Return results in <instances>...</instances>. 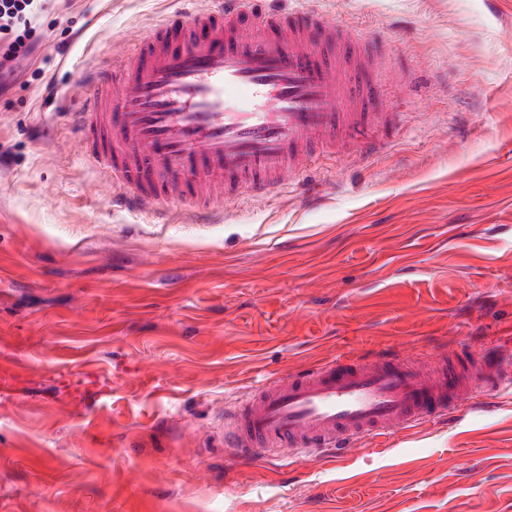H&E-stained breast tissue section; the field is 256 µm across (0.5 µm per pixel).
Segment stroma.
I'll return each instance as SVG.
<instances>
[{
  "label": "stroma",
  "mask_w": 512,
  "mask_h": 512,
  "mask_svg": "<svg viewBox=\"0 0 512 512\" xmlns=\"http://www.w3.org/2000/svg\"><path fill=\"white\" fill-rule=\"evenodd\" d=\"M392 43L416 85L364 156L309 192L223 205L213 224L113 210L69 138L81 72L180 0H51L0 94V512H512V389L345 463L228 454L217 420L254 382L389 351L420 364L512 349V0H270ZM109 372L78 409L57 376ZM20 370L15 367L0 366V399H15L22 395Z\"/></svg>",
  "instance_id": "obj_1"
}]
</instances>
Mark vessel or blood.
<instances>
[{
  "instance_id": "b4317fda",
  "label": "vessel or blood",
  "mask_w": 512,
  "mask_h": 512,
  "mask_svg": "<svg viewBox=\"0 0 512 512\" xmlns=\"http://www.w3.org/2000/svg\"><path fill=\"white\" fill-rule=\"evenodd\" d=\"M390 52L312 11L181 0L123 57L85 75L70 126L84 159L113 185L114 206L143 213L184 204L188 223L210 224L222 201L275 196L319 155L352 145L375 151L365 132L401 120L377 107L379 62ZM20 380L18 368L1 365L0 399L21 396ZM511 383L512 358L498 354L461 350L428 367L389 354L344 358L259 381L219 424L240 458L347 456L361 438L412 429ZM61 387L81 409L112 394L96 369Z\"/></svg>"
}]
</instances>
